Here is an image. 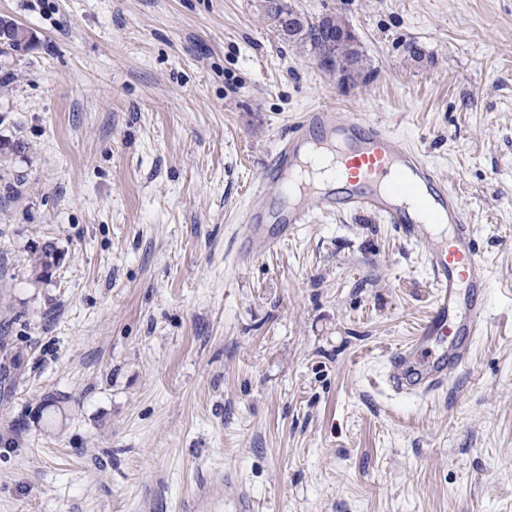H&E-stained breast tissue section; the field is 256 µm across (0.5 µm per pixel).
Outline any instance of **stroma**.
I'll return each mask as SVG.
<instances>
[{
  "label": "stroma",
  "instance_id": "1",
  "mask_svg": "<svg viewBox=\"0 0 512 512\" xmlns=\"http://www.w3.org/2000/svg\"><path fill=\"white\" fill-rule=\"evenodd\" d=\"M289 2L349 24L370 78L264 0H0L36 37L0 56V137L27 145L0 179V512H235L223 472L254 512H512V0ZM319 106L394 127L460 197L490 288L448 390L384 383L433 285L379 218L237 258ZM266 16L275 27L278 35L289 43L309 41L323 63L331 71H336V61H340L344 72L349 71L355 78L369 76V66L365 51L358 39L353 37H336L335 33L329 34L325 30V19L317 23L309 22L301 13L293 10L283 0H265ZM332 64H330V61ZM60 261V255L53 243L46 242L34 252L33 268L40 270V277L48 273Z\"/></svg>",
  "mask_w": 512,
  "mask_h": 512
}]
</instances>
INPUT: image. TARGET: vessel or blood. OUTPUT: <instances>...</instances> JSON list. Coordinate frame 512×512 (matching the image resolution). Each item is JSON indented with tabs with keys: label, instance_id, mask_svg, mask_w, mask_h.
<instances>
[{
	"label": "vessel or blood",
	"instance_id": "1",
	"mask_svg": "<svg viewBox=\"0 0 512 512\" xmlns=\"http://www.w3.org/2000/svg\"><path fill=\"white\" fill-rule=\"evenodd\" d=\"M280 185L297 203L266 210L267 185ZM322 213L366 212L392 224L420 246L432 277L433 299L415 336L388 355L386 383L398 395H428L457 381L486 316L489 277L457 193L421 152L382 123L339 119L328 109L300 113L257 179L240 222L241 243L271 249ZM276 234L263 232L266 222ZM448 340L430 361L422 354Z\"/></svg>",
	"mask_w": 512,
	"mask_h": 512
}]
</instances>
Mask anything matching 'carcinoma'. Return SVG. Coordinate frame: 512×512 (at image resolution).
<instances>
[{
	"label": "carcinoma",
	"mask_w": 512,
	"mask_h": 512,
	"mask_svg": "<svg viewBox=\"0 0 512 512\" xmlns=\"http://www.w3.org/2000/svg\"><path fill=\"white\" fill-rule=\"evenodd\" d=\"M265 3L266 16L283 40L289 43L310 42L317 55L333 61L328 66L331 71L336 70V62L339 61L343 71H348L357 78L369 76L366 54L357 39L341 38L329 33L325 30V19L312 23L285 4L284 0H265ZM59 261V252L50 242L44 243L34 252V269L40 270L42 276Z\"/></svg>",
	"instance_id": "cac0c4a2"
}]
</instances>
